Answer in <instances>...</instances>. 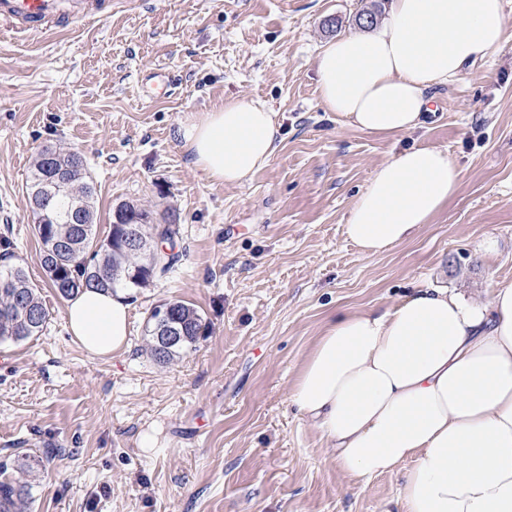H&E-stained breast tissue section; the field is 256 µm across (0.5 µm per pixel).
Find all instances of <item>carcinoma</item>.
<instances>
[{
	"instance_id": "1",
	"label": "carcinoma",
	"mask_w": 512,
	"mask_h": 512,
	"mask_svg": "<svg viewBox=\"0 0 512 512\" xmlns=\"http://www.w3.org/2000/svg\"><path fill=\"white\" fill-rule=\"evenodd\" d=\"M63 171L59 185L64 196H75L81 205L80 224H64L55 213L32 209L34 229L42 244V263L52 288L63 298H72L84 289L115 290L119 287H141L156 274H165L174 266V250L180 235L173 221L164 226L159 240H154L150 228H145L146 242L137 251L124 244V231L129 224H138L148 213L130 203L117 207L114 222L104 237L97 234L96 190L85 160L77 150L58 152L43 148L34 158L26 193L33 203L49 178ZM162 307L170 309L172 317L182 326L184 338L178 344L163 349L155 333L153 311L148 330V346L159 362H169L192 350L202 336L203 317L191 304L172 299ZM49 319L40 291L28 279L19 263L0 267V342L24 341L40 335ZM44 455L19 453L0 461V512H28L32 500L31 477L42 466Z\"/></svg>"
}]
</instances>
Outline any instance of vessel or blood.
Returning a JSON list of instances; mask_svg holds the SVG:
<instances>
[{
    "mask_svg": "<svg viewBox=\"0 0 512 512\" xmlns=\"http://www.w3.org/2000/svg\"><path fill=\"white\" fill-rule=\"evenodd\" d=\"M91 10L81 0H0V22L13 29L38 34L60 23L89 19Z\"/></svg>",
    "mask_w": 512,
    "mask_h": 512,
    "instance_id": "obj_1",
    "label": "vessel or blood"
}]
</instances>
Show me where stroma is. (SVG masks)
Listing matches in <instances>:
<instances>
[{
    "instance_id": "35a3bbf8",
    "label": "stroma",
    "mask_w": 512,
    "mask_h": 512,
    "mask_svg": "<svg viewBox=\"0 0 512 512\" xmlns=\"http://www.w3.org/2000/svg\"><path fill=\"white\" fill-rule=\"evenodd\" d=\"M390 0H102L103 15L29 35L0 26V236L42 290L41 336L0 343V459L57 449L33 482L34 512H393L402 471L360 482L291 405L331 314L396 305L432 285L489 301L512 282V0L507 40L428 91L424 126L376 135L325 111L316 61L355 17ZM339 25L327 29L326 19ZM176 78L148 101L144 72ZM276 112L279 148L224 185L177 130L214 105ZM79 150L97 189L98 232L125 202L178 216L180 260L127 292L128 348L90 354L47 283L26 202L44 146ZM412 146L447 151L456 194L430 224L366 255L344 224L375 170ZM491 252H479L484 239ZM181 299L209 325L167 363L146 349L151 311Z\"/></svg>"
}]
</instances>
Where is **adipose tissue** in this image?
<instances>
[{
    "label": "adipose tissue",
    "instance_id": "1",
    "mask_svg": "<svg viewBox=\"0 0 512 512\" xmlns=\"http://www.w3.org/2000/svg\"><path fill=\"white\" fill-rule=\"evenodd\" d=\"M502 0H391L385 21L330 41L317 61L326 111L371 134L421 128L428 89L456 80L506 39ZM276 115L232 101L182 123L178 134L207 177L235 184L277 149ZM447 152L410 147L374 172L345 233L375 255L410 240L458 189ZM85 350L124 349L129 304L85 290L67 309ZM290 401L364 480L405 467V512H512V284L486 303L418 288L380 311L340 309L310 350Z\"/></svg>",
    "mask_w": 512,
    "mask_h": 512
}]
</instances>
